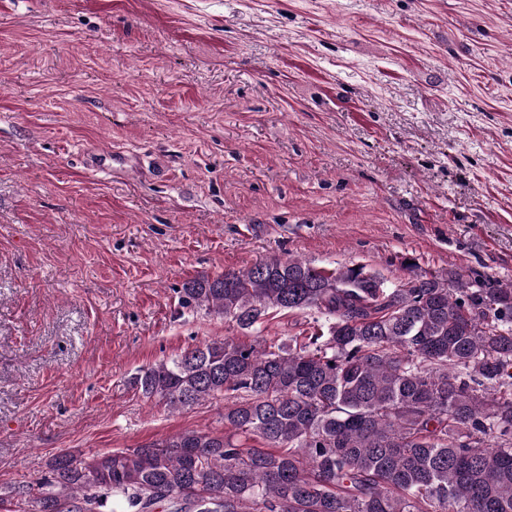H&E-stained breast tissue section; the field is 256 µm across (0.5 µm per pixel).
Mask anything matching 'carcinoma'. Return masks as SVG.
Listing matches in <instances>:
<instances>
[{
  "label": "carcinoma",
  "mask_w": 512,
  "mask_h": 512,
  "mask_svg": "<svg viewBox=\"0 0 512 512\" xmlns=\"http://www.w3.org/2000/svg\"><path fill=\"white\" fill-rule=\"evenodd\" d=\"M402 270L394 284L272 257L185 283L183 307L245 332L282 311L317 327L268 346L215 339L141 370L142 394L172 410L226 400L228 431L63 453L31 512H512V282Z\"/></svg>",
  "instance_id": "carcinoma-1"
}]
</instances>
